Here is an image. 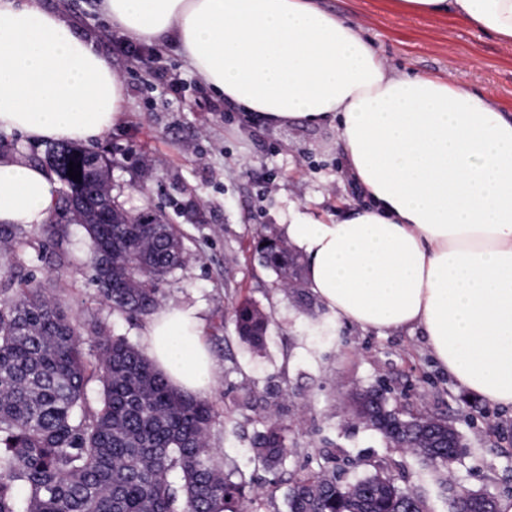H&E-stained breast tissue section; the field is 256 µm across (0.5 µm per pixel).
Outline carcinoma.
Listing matches in <instances>:
<instances>
[{"label":"carcinoma","instance_id":"1","mask_svg":"<svg viewBox=\"0 0 512 512\" xmlns=\"http://www.w3.org/2000/svg\"><path fill=\"white\" fill-rule=\"evenodd\" d=\"M81 164V180L69 163ZM98 164L112 161L78 146L51 149L48 164L62 185L59 204L79 225L93 253V282L124 316L148 315L159 306L160 285L185 261L182 240L158 214L129 215L118 199L88 181ZM19 226L0 225V251L22 246ZM255 250L283 282L302 287L299 259L287 243L262 235ZM0 293V512H262L249 497V481L225 468L207 447L217 413L207 399L174 390L148 358L122 337L102 336L94 368L85 362L80 328L66 306L30 283ZM239 335L264 343L267 321L252 303L234 312ZM100 385L98 407L87 402ZM361 417L384 439L403 422L407 448L434 471L462 453L448 446L443 418L423 413L402 420L372 388L357 393ZM257 458L272 467L288 455L283 429L255 434ZM288 512H427L416 491L399 486L389 467L354 482L323 471L290 474ZM497 512L495 497L475 491L449 512Z\"/></svg>","mask_w":512,"mask_h":512}]
</instances>
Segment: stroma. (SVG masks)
<instances>
[{"instance_id": "35a3bbf8", "label": "stroma", "mask_w": 512, "mask_h": 512, "mask_svg": "<svg viewBox=\"0 0 512 512\" xmlns=\"http://www.w3.org/2000/svg\"><path fill=\"white\" fill-rule=\"evenodd\" d=\"M70 18L116 68L128 110L119 123L87 142L114 164L112 192L126 209L161 214L181 234L184 265L161 285L165 302L194 308L214 355L218 382L209 399L218 415L208 444L252 481L257 497L275 494L276 512L288 476L318 469L324 455L348 477L386 461L403 486L414 488L429 512H448L438 473L409 450L388 448L379 434L350 415L349 397L384 387L389 408L446 418L465 450L449 483L512 499V409L474 402L429 356L419 331L367 333L341 322L310 292L279 283L253 252L259 233H283L300 217L321 218L354 202L357 189L343 171L331 125L294 124L276 131L244 123L238 112L216 108V96L169 45L133 59L99 0H45ZM355 21L387 62L409 74L449 76L489 94L512 113V46L476 29L461 15L411 16L394 0H326ZM23 228L25 246L0 265V278L32 281L67 306L80 323L81 348L95 362L100 334L143 347L146 318L113 314L92 281L91 253L79 226ZM81 256L78 264L68 254ZM267 316L265 342L240 339L233 310L243 300ZM283 427L288 458L269 469L251 453L266 424Z\"/></svg>"}]
</instances>
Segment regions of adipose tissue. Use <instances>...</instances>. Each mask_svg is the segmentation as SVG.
Listing matches in <instances>:
<instances>
[{
	"instance_id": "ef3b65f1",
	"label": "adipose tissue",
	"mask_w": 512,
	"mask_h": 512,
	"mask_svg": "<svg viewBox=\"0 0 512 512\" xmlns=\"http://www.w3.org/2000/svg\"><path fill=\"white\" fill-rule=\"evenodd\" d=\"M460 14L512 45V0H397ZM113 27L175 43L191 72L250 122L335 126L366 202L287 225L305 283L365 331L417 330L463 390L512 408V114L450 78L390 67L359 25L319 0H101ZM127 110L119 72L42 0H0V130L87 141ZM58 184L0 156V224L46 223ZM172 386L211 393L216 367L195 310L166 305L144 331Z\"/></svg>"
}]
</instances>
